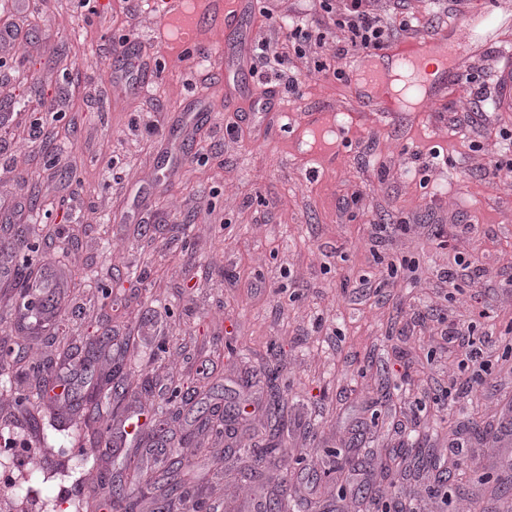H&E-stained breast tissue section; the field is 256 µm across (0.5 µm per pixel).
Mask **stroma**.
<instances>
[{
    "label": "stroma",
    "instance_id": "stroma-1",
    "mask_svg": "<svg viewBox=\"0 0 512 512\" xmlns=\"http://www.w3.org/2000/svg\"><path fill=\"white\" fill-rule=\"evenodd\" d=\"M262 6L255 0L249 20L251 55L304 2L270 0V19ZM489 6L409 0L407 9L425 39L458 18L483 29ZM152 17L153 0H100L96 9L0 0V25L20 32L0 67V252L13 267L66 278L57 325L33 343L16 325L21 289L0 277V347L25 354L0 374V434L30 457L20 467L0 454L10 512H99L111 492L103 472L124 486L134 512H155L163 490L152 479L174 453L206 465L207 477L170 512H249L255 489L284 497L288 512H336L344 477L327 451L354 446L385 466L362 512L385 501L408 512H512V493L499 491L512 460V170L493 182L485 174L512 161L501 151L512 107L481 137L452 116L470 107L459 92L465 77L499 101V77L512 70V16L437 98L394 125L355 103L364 58L340 54L336 28L295 59L292 74L249 70L232 95L203 80L201 62L177 56L146 89L115 93L107 47L125 35L150 43ZM272 86L278 106L256 119L248 106ZM196 99L227 106L191 129L193 151L172 177L157 145ZM333 111L346 124L330 140L347 147L332 156L307 143L304 117ZM65 169L76 180H62ZM377 224L402 230L378 235ZM404 261L408 269L385 285L388 265ZM462 262L467 275L449 288L443 274ZM363 279L372 285L364 293ZM439 314L485 339L483 386L467 387L473 368L442 340ZM104 334L112 352L79 387L100 392L95 411L38 397L35 364L98 348ZM114 380L123 395L112 396ZM172 386L210 406L280 395L282 425L271 432L259 410L225 430L170 404ZM137 402L164 436L146 428L105 450L110 418L130 416ZM403 448L432 450L433 468L400 481L394 457ZM146 453L156 463L144 478L129 458Z\"/></svg>",
    "mask_w": 512,
    "mask_h": 512
}]
</instances>
